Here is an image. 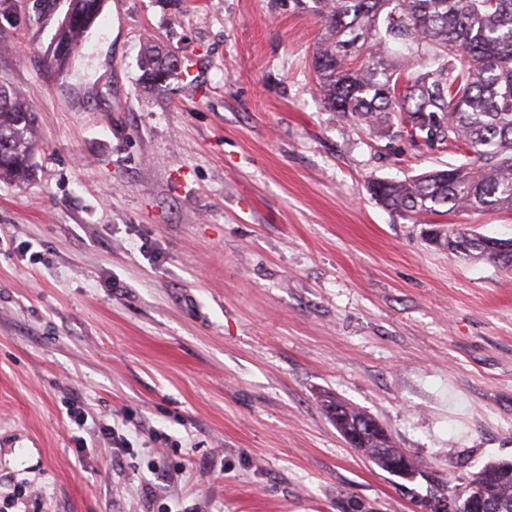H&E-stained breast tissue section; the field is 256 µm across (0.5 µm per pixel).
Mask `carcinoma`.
<instances>
[{
    "mask_svg": "<svg viewBox=\"0 0 512 512\" xmlns=\"http://www.w3.org/2000/svg\"><path fill=\"white\" fill-rule=\"evenodd\" d=\"M105 0H77L76 17L54 38L50 67L64 72L78 37L102 12ZM320 16L323 35L313 53L324 105L347 122L402 132L434 149L463 151L474 160L436 169L404 182L374 180L369 191L386 208L412 220L483 209L512 211V0H293ZM428 48L408 76L393 48ZM143 76L154 84L182 63L153 45L141 55ZM34 116L29 103L0 89V181H21L33 168ZM472 242L470 254L507 269L506 256L485 246L492 238L463 230H436L433 241L451 249ZM322 405L345 436L363 427L355 447L382 469L412 479L418 467L391 437L368 430L369 415L332 396ZM470 493L491 512H512V461L491 460L474 472Z\"/></svg>",
    "mask_w": 512,
    "mask_h": 512,
    "instance_id": "1",
    "label": "carcinoma"
}]
</instances>
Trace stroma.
<instances>
[{
  "instance_id": "stroma-1",
  "label": "stroma",
  "mask_w": 512,
  "mask_h": 512,
  "mask_svg": "<svg viewBox=\"0 0 512 512\" xmlns=\"http://www.w3.org/2000/svg\"><path fill=\"white\" fill-rule=\"evenodd\" d=\"M68 8L0 0V88L36 113L32 176L0 182V501L434 512L512 460V271L368 191L465 155L339 121L315 85L321 22L291 0H105L59 77ZM150 43L185 73L146 83ZM446 222L512 239V211ZM326 392L416 479L351 447ZM325 397L327 399L322 400V405L344 439L355 430L357 424L361 425L363 432L355 448L362 450L372 462L390 473L409 480L416 476L418 467L400 448H396L388 434L377 429L368 430L366 419L374 421L372 417L335 397Z\"/></svg>"
}]
</instances>
